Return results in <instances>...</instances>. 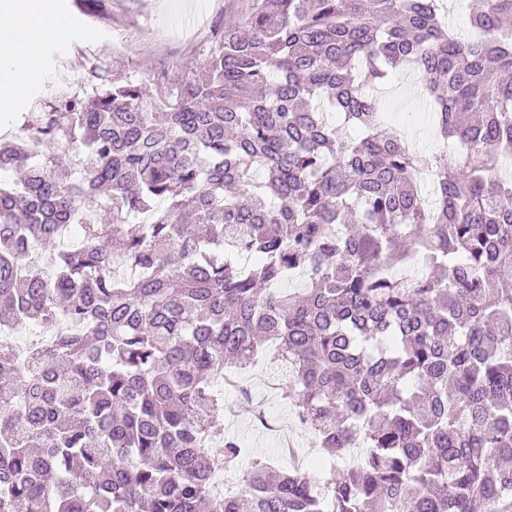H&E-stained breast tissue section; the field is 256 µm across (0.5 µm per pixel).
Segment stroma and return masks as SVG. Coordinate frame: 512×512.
Segmentation results:
<instances>
[{"label": "stroma", "mask_w": 512, "mask_h": 512, "mask_svg": "<svg viewBox=\"0 0 512 512\" xmlns=\"http://www.w3.org/2000/svg\"><path fill=\"white\" fill-rule=\"evenodd\" d=\"M206 10L188 32L178 30L184 18L183 0H59L72 19L69 40L46 44L42 67L46 76L31 91L29 111H43L60 96L79 91L99 67L110 78L132 75L145 80H174L185 68L202 67L206 48L219 37L226 20L247 12L250 0H205ZM417 78L400 72L380 95L386 129L413 142L416 148L440 150L428 130L427 105L416 90ZM274 352H267L242 371L244 388L223 387L225 431L235 434L250 454L270 459L277 467L311 465L322 456L309 432L295 419L278 388Z\"/></svg>", "instance_id": "obj_1"}]
</instances>
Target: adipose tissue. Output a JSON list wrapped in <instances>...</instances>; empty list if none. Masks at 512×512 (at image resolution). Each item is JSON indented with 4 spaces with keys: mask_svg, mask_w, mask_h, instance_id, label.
I'll return each mask as SVG.
<instances>
[{
    "mask_svg": "<svg viewBox=\"0 0 512 512\" xmlns=\"http://www.w3.org/2000/svg\"><path fill=\"white\" fill-rule=\"evenodd\" d=\"M70 22L56 0H0V112L29 105L31 86L42 80L46 43L66 40Z\"/></svg>",
    "mask_w": 512,
    "mask_h": 512,
    "instance_id": "obj_1",
    "label": "adipose tissue"
}]
</instances>
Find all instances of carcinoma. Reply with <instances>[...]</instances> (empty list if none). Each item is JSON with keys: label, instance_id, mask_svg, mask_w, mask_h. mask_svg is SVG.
Listing matches in <instances>:
<instances>
[{"label": "carcinoma", "instance_id": "cac0c4a2", "mask_svg": "<svg viewBox=\"0 0 512 512\" xmlns=\"http://www.w3.org/2000/svg\"><path fill=\"white\" fill-rule=\"evenodd\" d=\"M200 71L0 143V512H482L512 499V0H250ZM424 79L442 149L369 93ZM306 277L298 293L284 285ZM275 347L320 481L215 386Z\"/></svg>", "mask_w": 512, "mask_h": 512}]
</instances>
